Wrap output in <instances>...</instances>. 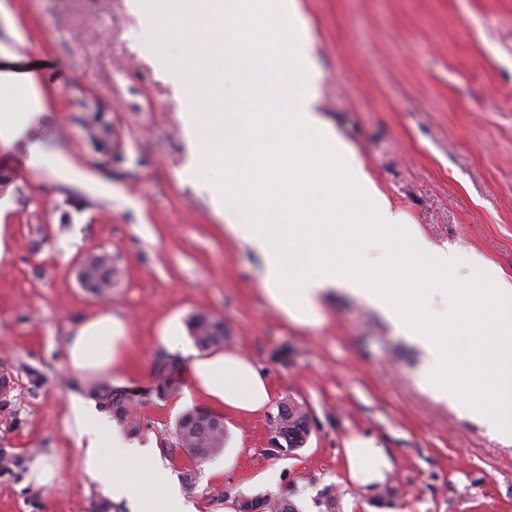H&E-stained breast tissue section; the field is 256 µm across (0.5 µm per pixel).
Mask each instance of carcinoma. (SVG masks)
<instances>
[{
	"label": "carcinoma",
	"instance_id": "cac0c4a2",
	"mask_svg": "<svg viewBox=\"0 0 512 512\" xmlns=\"http://www.w3.org/2000/svg\"><path fill=\"white\" fill-rule=\"evenodd\" d=\"M112 259L106 254L90 255L82 262L79 278L92 295H101L112 290ZM188 330L196 346L202 350L224 344V323L205 314L189 318ZM99 407L122 423L127 432L134 435L141 430L140 422L129 417L127 398L122 392L101 386L92 391ZM274 429L280 434V449L293 451L302 447L309 436L306 413L301 405H289L281 419L275 421ZM225 432L221 418L208 412L190 410L178 419L172 443L185 452L194 464H200L220 453L224 448ZM295 512L286 499H251L250 510L257 512Z\"/></svg>",
	"mask_w": 512,
	"mask_h": 512
}]
</instances>
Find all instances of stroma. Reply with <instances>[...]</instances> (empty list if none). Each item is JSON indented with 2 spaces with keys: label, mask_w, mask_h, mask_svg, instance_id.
I'll return each instance as SVG.
<instances>
[{
  "label": "stroma",
  "mask_w": 512,
  "mask_h": 512,
  "mask_svg": "<svg viewBox=\"0 0 512 512\" xmlns=\"http://www.w3.org/2000/svg\"><path fill=\"white\" fill-rule=\"evenodd\" d=\"M324 72L322 109L359 148L379 187L435 245L471 249L512 278V0H301ZM126 0H0V63L33 72L44 110L26 138L0 147V449L22 466L0 473V512H96L102 484L82 473L73 401L111 384L68 368L75 327L103 313L129 336L134 440L167 467L196 512L243 496L287 497L298 512H512V443L420 382L415 346L377 312L336 295L323 323L286 321L263 296L257 260L226 238L206 198L184 182L189 145L181 101L151 52L177 57L178 27L155 48L135 38ZM101 113L107 132L91 139ZM41 144L83 179L26 163ZM90 253L111 255L118 284L100 299L77 282ZM206 313L224 322V348L267 375L274 402L307 410L294 451L271 454L268 417L223 415L187 395L189 358L165 327ZM177 390L154 393L159 370ZM191 409L222 415L223 451L195 465L166 440ZM374 438L395 461L363 493L343 448ZM57 472L30 478L34 463Z\"/></svg>",
  "instance_id": "stroma-1"
}]
</instances>
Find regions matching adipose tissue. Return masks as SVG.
<instances>
[{
    "label": "adipose tissue",
    "mask_w": 512,
    "mask_h": 512,
    "mask_svg": "<svg viewBox=\"0 0 512 512\" xmlns=\"http://www.w3.org/2000/svg\"><path fill=\"white\" fill-rule=\"evenodd\" d=\"M147 39L189 21L199 36L177 59L155 57L183 101L194 153L185 181L224 219L225 234L258 258L270 304L300 326L322 322L341 292L383 314L423 353L435 399L466 401L512 439V280L476 253L429 242L393 207L358 149L318 110L323 74L300 0H127ZM42 110L35 78L0 69V144L13 145ZM441 294L436 308L426 289ZM121 318L81 323L65 358L73 373L126 378ZM194 390L232 415H258L272 387L244 354L194 358ZM72 419L83 472L133 512H188L169 471L80 401ZM350 481L368 492L394 464L373 438L346 442Z\"/></svg>",
    "instance_id": "adipose-tissue-1"
}]
</instances>
